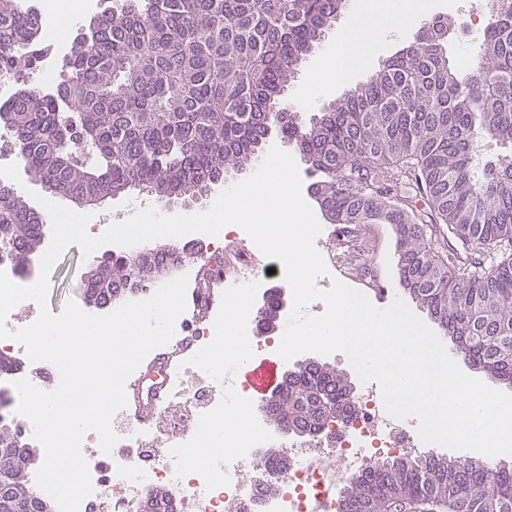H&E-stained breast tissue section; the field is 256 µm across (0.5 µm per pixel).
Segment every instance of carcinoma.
<instances>
[{
  "label": "carcinoma",
  "instance_id": "obj_1",
  "mask_svg": "<svg viewBox=\"0 0 512 512\" xmlns=\"http://www.w3.org/2000/svg\"><path fill=\"white\" fill-rule=\"evenodd\" d=\"M340 0H112L73 40L52 92L21 87L0 103V125L21 165L54 193L103 199L141 186L192 201L241 171L272 131L306 164L309 190L341 233L363 224L396 232L399 278L473 367L512 387V13L484 30L471 69L449 61L424 23L414 44L304 124L286 91L304 57L336 21ZM28 0H0V53L21 68L40 42ZM501 150L482 168L479 143ZM427 200L420 210L403 179ZM42 215L0 183V249L27 263L45 235ZM502 253L489 268L474 252ZM153 249L133 265L109 256L110 279L84 280L99 305L152 284L161 266L187 260ZM302 398L277 403L274 422L295 429L352 405L347 379L327 366L292 379ZM0 503L29 487L27 446L0 425ZM344 512H512V462L420 455L350 477Z\"/></svg>",
  "mask_w": 512,
  "mask_h": 512
}]
</instances>
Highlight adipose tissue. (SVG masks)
<instances>
[{"instance_id": "adipose-tissue-1", "label": "adipose tissue", "mask_w": 512, "mask_h": 512, "mask_svg": "<svg viewBox=\"0 0 512 512\" xmlns=\"http://www.w3.org/2000/svg\"><path fill=\"white\" fill-rule=\"evenodd\" d=\"M431 4L432 0H401L403 14L400 22L395 23L388 10L378 6L377 0H357L349 22L338 30L333 42L308 71L300 90L302 104H312L317 97L334 91L338 84L350 79L407 27L424 19ZM250 303L251 295L245 290L227 297L224 317L219 323L222 337L210 351L213 360L234 359L246 351V343L235 332V320ZM251 419V409L236 408L231 417L232 427L222 428L219 441L204 438L199 447L191 449V456L202 466L208 460L212 444L232 450L238 442L253 437Z\"/></svg>"}]
</instances>
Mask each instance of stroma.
Masks as SVG:
<instances>
[{"mask_svg": "<svg viewBox=\"0 0 512 512\" xmlns=\"http://www.w3.org/2000/svg\"><path fill=\"white\" fill-rule=\"evenodd\" d=\"M476 0H437L438 15L447 17L455 23L471 25L473 34L470 40L452 38L448 45V53L456 68L468 70L472 65L479 45V37L490 22L489 17L477 13ZM325 51L324 46H317L312 53L305 57L299 66L294 83L288 88L289 105L295 106L298 117L302 122H309L310 118L322 112L331 100L340 99L354 89L358 84L366 82L373 70L379 66L378 61H371L367 68L360 70L353 79L338 85L332 95L319 97L311 106H298L295 95L300 82H303L308 68ZM54 203L65 206L75 212L97 215L99 223L112 225L123 221L129 213L132 204H141L156 208L167 213L189 214L204 210L208 206L207 200L186 205L179 199H159L154 193L139 187L128 189L123 194L105 199L103 202L88 205L80 204L69 198L57 195ZM112 246L105 245L95 254L84 255L82 249L76 245L67 246L49 273V286L47 306L52 313H61L68 302L76 304L86 313L99 314V307L90 304L82 286V281L90 271L99 268L106 255L111 254ZM361 264L370 266L364 284V293L371 302H378L379 297L375 291L376 285H383L387 290L388 298H404L405 293L399 283L398 253L395 247V235L392 228L386 224H369L360 242Z\"/></svg>", "mask_w": 512, "mask_h": 512, "instance_id": "35a3bbf8", "label": "stroma"}]
</instances>
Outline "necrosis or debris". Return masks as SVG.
<instances>
[{"instance_id":"necrosis-or-debris-1","label":"necrosis or debris","mask_w":512,"mask_h":512,"mask_svg":"<svg viewBox=\"0 0 512 512\" xmlns=\"http://www.w3.org/2000/svg\"><path fill=\"white\" fill-rule=\"evenodd\" d=\"M210 250L224 265L226 291L245 288L253 296H267L263 255L244 230L225 227L212 238ZM217 335L213 320L194 323L179 317L176 338L194 337L199 348L169 376L170 397L159 415L135 422L118 410L111 425L119 440L108 454L96 432L85 434L82 452L93 491L79 512H142L145 493L160 485L170 490L177 512H341L342 490L350 476L378 462L421 454L418 419L390 417L381 394L369 384L358 398L351 424L333 425L321 435L289 444L287 472L273 475L275 495H262L247 477L263 446L258 438L230 453L211 449L203 474H196L189 448L235 408L251 406L254 400L235 380L239 360L218 363L210 358L208 349ZM0 348L27 363L25 369L0 374V416L14 419L16 381L26 379L51 391L60 375L48 362L29 361L25 346L17 341L2 340ZM162 438L168 441L163 448L157 445Z\"/></svg>"}]
</instances>
